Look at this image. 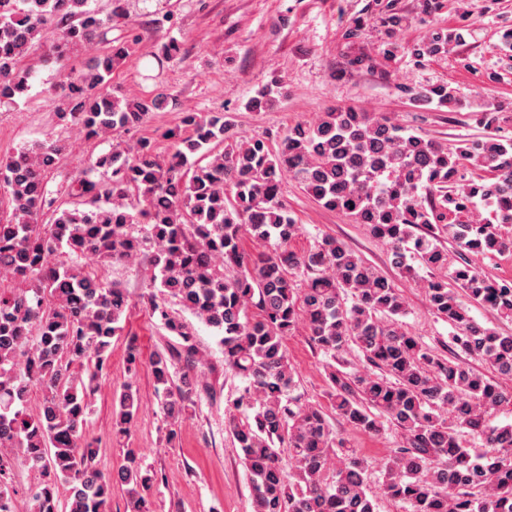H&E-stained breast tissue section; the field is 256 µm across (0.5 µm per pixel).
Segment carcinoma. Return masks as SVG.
Returning <instances> with one entry per match:
<instances>
[{
  "mask_svg": "<svg viewBox=\"0 0 512 512\" xmlns=\"http://www.w3.org/2000/svg\"><path fill=\"white\" fill-rule=\"evenodd\" d=\"M112 4L102 18L91 0H0V103L28 92L33 73L19 62L53 28L60 37L50 51L60 60L102 46L63 74L58 122L106 140L162 109L164 92L127 99L101 90L132 50L130 41L108 38L126 14L125 0ZM462 39L459 29L436 28L405 48L388 44L384 55L402 48L422 62ZM277 93L266 86L247 108L270 110ZM408 94L421 106L461 103L448 84ZM497 112L494 103L482 105L483 133L448 145L385 115L332 109L293 125L275 149L264 138L238 136L222 115L187 112L162 134L171 144L166 159L147 141L116 145L93 163L108 179L74 181L62 203L48 189L58 146L41 143L1 161L8 214L0 215V280L12 286H0V512H15L11 481L22 465L40 473L29 512H111L115 483L125 486L126 512H152L153 476L139 453L128 449L123 464L104 472L86 434L128 295L60 260L130 261L145 253L158 269L148 307L175 338L150 361L160 412L173 425L195 411L200 384L196 336L168 306L174 300L221 335L225 365L246 382L225 426L241 451L253 512H377L364 460L336 438L321 407L293 396L284 341L301 323L333 360L328 399L336 416L372 435L389 422L404 438L382 470L384 498L408 512H512V423L490 424L499 407L512 405V387L503 385L512 381V334L479 324L456 294L511 318L512 283L485 277L467 259L448 269L442 244L485 257L512 252V137L498 134ZM462 168L476 178L459 182ZM286 174L383 242L400 273H431L423 288L433 313L453 329L448 354L402 328L407 307L394 281L344 242L326 236L306 253L290 249L301 226L281 198ZM132 193L142 202L135 214L125 203ZM48 213L52 223L39 224ZM134 224L143 225L137 236ZM246 235L272 248L251 255L241 245ZM353 346L367 367L345 372L336 363ZM35 387L42 398L32 415ZM138 410L129 383L112 433L128 436ZM468 431L488 451L466 446Z\"/></svg>",
  "mask_w": 512,
  "mask_h": 512,
  "instance_id": "cac0c4a2",
  "label": "carcinoma"
}]
</instances>
